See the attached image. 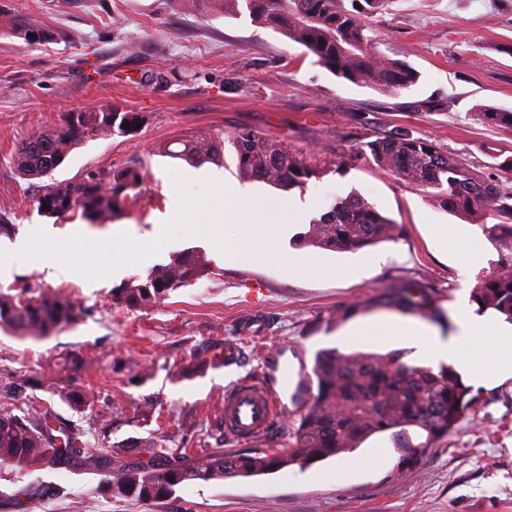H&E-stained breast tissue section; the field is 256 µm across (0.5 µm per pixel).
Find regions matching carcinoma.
I'll use <instances>...</instances> for the list:
<instances>
[{
	"mask_svg": "<svg viewBox=\"0 0 512 512\" xmlns=\"http://www.w3.org/2000/svg\"><path fill=\"white\" fill-rule=\"evenodd\" d=\"M216 11L235 18L246 10L251 22L271 28L306 48L316 63L354 85L385 96L418 83L420 73L403 60L380 49L371 19L387 9L389 0H215ZM11 33L29 43L48 42L55 33L15 15L0 5ZM422 112H444L448 100L431 96L414 102ZM477 116L488 124L512 130V110L478 104ZM149 117L117 107L88 112H67L61 123L33 132L14 151L13 166L26 180L52 177L70 153L96 135H131ZM357 132L331 160L323 154L272 140L250 130H239L224 139L184 140L175 158L195 164L223 158L224 144L236 155L242 178L282 190L304 187L311 179L341 172L356 161H365L430 195L450 211L482 226L499 242L500 258L489 273L478 278L472 300L479 309L492 311L512 322V157L496 164L506 182L485 177L436 144L405 130L372 137L359 131L365 118L350 117ZM130 123L126 128L123 123ZM144 175L135 165L120 169H90L77 181H48L39 186L42 215L60 217L78 213L90 223L112 220L131 192L140 188ZM494 224H487V220ZM396 238V224L383 216L359 192H352L309 224L300 243L325 250H360ZM201 277L198 259L189 251L178 253L146 277L129 280L112 289V300L128 308L156 304L169 293ZM429 285L401 280L390 285L386 298L415 313L431 310ZM82 309L61 292L36 293L23 288L15 294L0 293V329L23 337L43 338L73 325ZM312 373L316 393L294 432L292 447L262 452H231L215 448L186 465L181 450L169 448L154 437L110 443L112 417L96 409L95 401L78 389L59 394L70 409L97 421L94 445L82 440L84 432L64 423L42 399L31 394L25 406L18 395H0V462L15 470L65 469L97 473L102 488L114 499L152 503L173 496L192 482L227 477H252L291 465L305 469L317 462L350 454L369 438L389 433L401 453L400 463L411 465L456 424L477 401L453 366L438 368L410 364L403 352L346 354L322 350ZM425 435L413 441L412 434ZM48 490L26 486L13 494V505L32 512Z\"/></svg>",
	"mask_w": 512,
	"mask_h": 512,
	"instance_id": "carcinoma-1",
	"label": "carcinoma"
}]
</instances>
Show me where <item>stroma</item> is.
Segmentation results:
<instances>
[{
  "label": "stroma",
  "mask_w": 512,
  "mask_h": 512,
  "mask_svg": "<svg viewBox=\"0 0 512 512\" xmlns=\"http://www.w3.org/2000/svg\"><path fill=\"white\" fill-rule=\"evenodd\" d=\"M16 15L57 31L56 41L33 45L0 36V240L46 232L103 240L135 234L165 212L173 184L192 166L166 156L165 146L188 138H213L249 128L270 139L319 150L330 157L348 132L351 114L366 117L369 133L395 127L461 156L472 169L491 173L495 156L512 155V132L483 123L478 103L512 109V0H392L374 17L385 54L407 61L421 78L396 97L344 82L316 64L305 48L249 16L227 18L210 0L187 11L177 0H5ZM448 99L444 112L410 110L430 95ZM117 107L149 115L128 136L93 137L77 146L53 177L75 181L93 168L139 166L137 195L111 222L91 224L77 215L39 213L36 183L20 178L12 156L31 133L60 123L80 108ZM358 191L397 224L395 240L358 252H332L289 241L285 248L319 267L297 274L274 265L218 262L197 236L178 237L176 250L192 251L205 268L199 280L160 303L130 309L114 304L113 288L146 276V265L125 266L121 276L88 280L49 277L42 257H19L0 287L62 292L84 310L77 324L44 339H19L0 331V389L25 379L62 418L85 432L94 426L56 397L67 387L66 359L84 365L76 386L94 394L112 413V444L148 435L169 440L194 457L213 448L245 452L252 442H231L221 421L224 389L240 377H258L268 357L300 368L307 394L315 392L317 352H350L346 333L377 321L400 319L442 335L454 334V309L469 301L479 272L492 270L500 246L483 233L480 258L464 269L437 251L432 228H454L463 219L422 191L362 162L345 174H328L288 197L299 207ZM386 256L380 269L353 280L337 267ZM396 279L429 283L436 311L409 313L385 302L384 286ZM263 284L256 300L245 281ZM239 357L224 365L225 343ZM467 412L419 463L401 466L390 436L368 440L357 452L383 449L386 467L348 470L343 454L302 470L298 466L250 478L189 483L153 503L116 502L99 493L100 477L41 469L12 481L0 477V512H15L9 498L41 482L57 487L36 512H512V379L474 388ZM154 413L142 419L145 400Z\"/></svg>",
  "instance_id": "35a3bbf8"
}]
</instances>
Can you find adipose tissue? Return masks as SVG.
Instances as JSON below:
<instances>
[{"label": "adipose tissue", "mask_w": 512, "mask_h": 512, "mask_svg": "<svg viewBox=\"0 0 512 512\" xmlns=\"http://www.w3.org/2000/svg\"><path fill=\"white\" fill-rule=\"evenodd\" d=\"M455 320L458 332L447 339L436 330H423L396 320L360 326L351 336L354 343L362 345L402 336L411 341L417 357L429 365L454 364L464 368L478 382L512 378V328L490 325L464 303L457 306ZM486 344L496 349L495 356L489 359L476 354L477 349Z\"/></svg>", "instance_id": "1"}]
</instances>
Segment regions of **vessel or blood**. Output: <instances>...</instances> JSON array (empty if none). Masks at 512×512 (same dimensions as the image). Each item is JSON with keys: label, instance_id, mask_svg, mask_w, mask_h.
<instances>
[{"label": "vessel or blood", "instance_id": "vessel-or-blood-1", "mask_svg": "<svg viewBox=\"0 0 512 512\" xmlns=\"http://www.w3.org/2000/svg\"><path fill=\"white\" fill-rule=\"evenodd\" d=\"M293 380V371L282 366L278 369L277 384L239 380L228 385L224 390L225 436L237 441L264 437L286 408L278 387L289 386Z\"/></svg>", "mask_w": 512, "mask_h": 512}]
</instances>
